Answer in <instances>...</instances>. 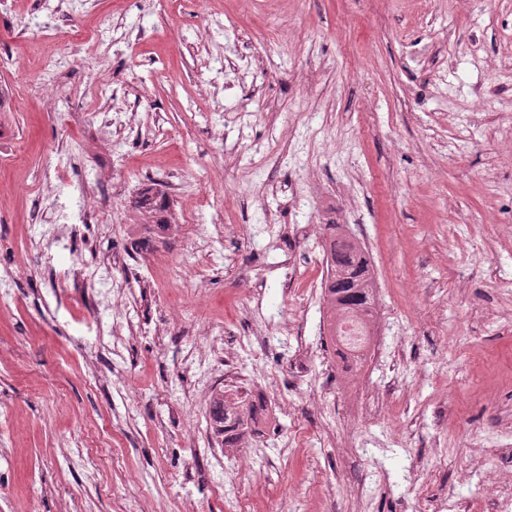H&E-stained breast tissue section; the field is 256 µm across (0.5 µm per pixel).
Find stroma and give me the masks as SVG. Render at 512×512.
<instances>
[{
    "instance_id": "35a3bbf8",
    "label": "stroma",
    "mask_w": 512,
    "mask_h": 512,
    "mask_svg": "<svg viewBox=\"0 0 512 512\" xmlns=\"http://www.w3.org/2000/svg\"><path fill=\"white\" fill-rule=\"evenodd\" d=\"M76 31L97 51L70 69ZM49 79L71 89L52 107ZM0 94V137L21 149L0 163V266L38 229L34 197L48 208L116 174L100 189L104 223L82 225L71 251L32 259L0 300V512L65 502L73 512H181L188 497L197 512H276L311 465L336 485L333 512H395L457 483L476 428L512 415V0H254L248 11L240 0H70L59 14L43 0H6ZM112 104L149 129L126 132L113 153L101 146ZM227 159L220 213L211 189ZM173 178L202 188L190 202L198 223L259 229L215 245L203 265L209 313L183 307L176 321L135 245L150 237L173 260L190 251L184 237L153 233L175 209L138 206L142 190L162 193ZM334 219L373 244L380 332L400 352L385 422L355 431L374 449L349 459L320 437L324 365L288 380L292 347L323 350L319 314L289 297L260 232ZM114 253L125 258L116 278L140 281L141 323L172 321L166 336L127 337L118 354L95 343L112 331L101 263ZM79 261L95 265L94 282H73ZM246 281L263 289L266 318L293 320L295 332L268 350L263 374L240 363L254 394L284 381L285 409L277 432L260 437L264 453L222 494L225 470L247 454L230 450L216 466L194 441L184 417L208 407L184 357L246 335L225 309ZM210 315L223 332L205 335ZM406 395L421 418L404 414ZM295 430L308 464L279 457L278 437ZM414 457L426 465L417 481L406 469ZM380 468L386 484L370 485L363 504L347 497Z\"/></svg>"
}]
</instances>
